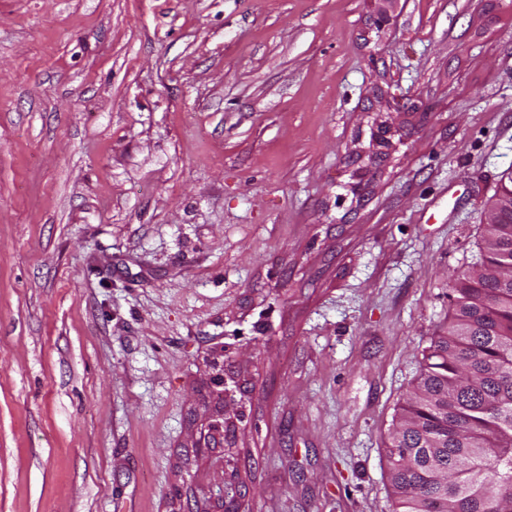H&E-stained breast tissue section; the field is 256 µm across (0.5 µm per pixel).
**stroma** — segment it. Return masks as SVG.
<instances>
[{
    "label": "stroma",
    "mask_w": 512,
    "mask_h": 512,
    "mask_svg": "<svg viewBox=\"0 0 512 512\" xmlns=\"http://www.w3.org/2000/svg\"><path fill=\"white\" fill-rule=\"evenodd\" d=\"M512 170V0H0V512H396L388 431ZM224 391L217 396V403L219 409L209 416L207 423L208 438L210 444L206 448H223L225 441V432L228 427L224 421ZM211 445V446H210Z\"/></svg>",
    "instance_id": "1"
}]
</instances>
